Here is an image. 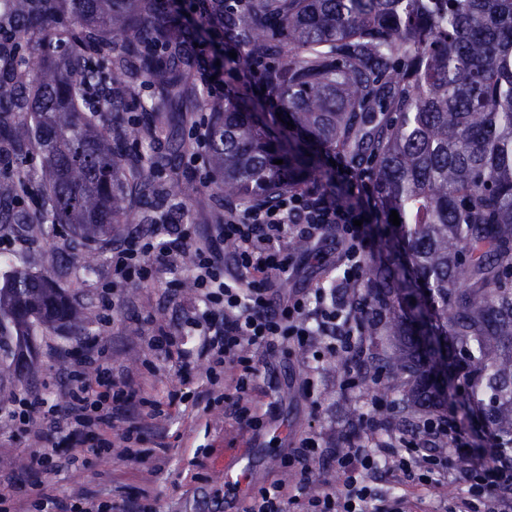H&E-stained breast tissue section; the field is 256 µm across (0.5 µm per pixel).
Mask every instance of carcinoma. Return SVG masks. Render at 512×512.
Segmentation results:
<instances>
[{
  "label": "carcinoma",
  "instance_id": "cac0c4a2",
  "mask_svg": "<svg viewBox=\"0 0 512 512\" xmlns=\"http://www.w3.org/2000/svg\"><path fill=\"white\" fill-rule=\"evenodd\" d=\"M256 2L249 18L212 5L240 45L233 62L245 75L262 64L272 103L255 112L228 88L211 106L208 161L224 196L273 203L338 150L368 166L382 215L397 211L400 225L380 234L383 264L347 287L388 316L356 325L395 340L378 361L408 386L403 412L478 411L496 447L512 448V0ZM1 27L0 144L17 160L39 153L46 183L42 209L25 214L15 203L26 175L0 173V231L35 237L62 224L103 243L156 189L188 192L172 159L188 145L133 156L128 143L150 129L124 124L127 92L144 82L196 111L193 39L175 11L156 0H0ZM55 42L66 55L33 70L27 50ZM55 303L82 335L87 312L51 279L0 275V374L15 375L23 338L56 325ZM416 336L450 338L448 372L466 381V399L451 382L439 388L443 355Z\"/></svg>",
  "mask_w": 512,
  "mask_h": 512
}]
</instances>
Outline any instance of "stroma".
<instances>
[{
    "label": "stroma",
    "mask_w": 512,
    "mask_h": 512,
    "mask_svg": "<svg viewBox=\"0 0 512 512\" xmlns=\"http://www.w3.org/2000/svg\"><path fill=\"white\" fill-rule=\"evenodd\" d=\"M179 170L190 184L187 196L161 201L169 221L184 225L191 238L213 233V215L223 213L228 202L220 185L222 176L203 162L176 157ZM138 213H131L112 241L86 246L66 229L38 239L8 238L0 247V260L14 268L50 276L59 288L76 298L89 316L87 333L71 336L55 328L37 336V359L29 377L20 383L0 380V469L14 472L19 487L41 480L40 470L30 468L29 451L38 442L13 421L7 412L14 400L30 389L57 405L67 389L66 366H76L88 348L106 351L112 360V378L134 376L140 388L133 409L155 403L159 413L144 430L135 454H128L121 437L125 423H115L112 446L85 466L70 464L55 473L50 492L78 499L89 493L111 502L122 512L129 500L155 504L158 512H244L256 489L283 478L281 459L305 437L317 436L324 448H345L350 440H370L363 416L393 406L396 398L392 375L378 367L375 356L387 339L366 344L363 354L350 356L344 372L327 360L316 359L315 348L291 349L276 354H256L258 389L252 407L260 417L258 427L239 425L231 402L212 403L208 412L189 409L188 403L210 388L208 365L199 360L181 364L164 351L149 347L159 330L183 328L190 294L182 284L191 276V265L175 258L149 282L136 281L110 287L113 246L135 233L147 232ZM320 249L327 259L318 264L305 250H295L294 271L278 282L275 291L287 297L322 283L338 255L335 230H326ZM94 254V273H86L84 259ZM249 460V483L244 490L225 492L224 473ZM380 492L405 496L419 503V512H446L466 496V486L432 492L417 481L405 482L395 464L379 468L371 477Z\"/></svg>",
    "instance_id": "stroma-1"
}]
</instances>
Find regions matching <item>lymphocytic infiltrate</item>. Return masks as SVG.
<instances>
[{"instance_id": "lymphocytic-infiltrate-1", "label": "lymphocytic infiltrate", "mask_w": 512, "mask_h": 512, "mask_svg": "<svg viewBox=\"0 0 512 512\" xmlns=\"http://www.w3.org/2000/svg\"><path fill=\"white\" fill-rule=\"evenodd\" d=\"M334 161L337 169L327 188H297L272 204L257 202L242 210H225L223 223L214 231L235 242L232 266L224 265L212 243L191 242L187 232L174 224L152 225L150 233L125 241L112 253L113 282L132 277L145 282L157 273L152 252L167 256L193 247L192 277L197 298L206 307L204 313L187 320L196 343L187 351L179 338L168 334L158 336L157 342L167 355L182 358L189 354L206 360L214 386L219 385L226 365L237 363L235 417L242 426L251 427L257 421L250 408L257 368L246 357L247 349L270 352L286 343L304 347L314 339L331 353L340 349L355 354L363 349L364 339L351 316L364 301L348 298L345 287L362 280L365 256L374 246L368 227L380 222L381 215L369 174L349 164L343 155H336ZM330 228L336 231L342 251L335 285L274 301L275 283L292 265L291 239L300 237L316 244ZM90 370L95 373L91 379L86 376ZM68 383L67 402L61 409L46 406L32 392L19 399L15 416L30 433L41 439L47 431H54L95 456L110 447L107 433L114 423L123 421L128 425L126 442L137 441L149 415L144 411L132 414L135 388L129 381L120 386L113 382L112 368L102 352L89 353L84 369L70 370ZM421 429L432 437H447V447L422 448L412 441L400 448L383 442L350 445L335 453L336 469L343 477L341 487L327 486L314 496L308 495L307 488L313 481L311 461L319 446L315 439H303L282 460L287 480L260 487L247 512H288L292 506L297 512H414L404 497L380 495L365 483L368 471L392 460L405 479L419 478L432 489L451 479L468 482L480 476L482 502L459 499L455 512H512V469L494 465L475 470L470 451L454 434L452 418L424 420ZM30 458L41 467L45 479L29 485L21 499L14 497L13 485L0 487V502L12 512H29L35 503L45 512H102L103 505L95 496L69 503L50 494L46 478L60 466L56 448L31 449Z\"/></svg>"}]
</instances>
